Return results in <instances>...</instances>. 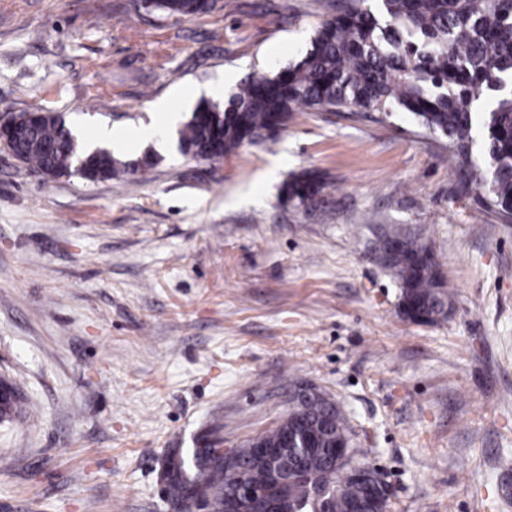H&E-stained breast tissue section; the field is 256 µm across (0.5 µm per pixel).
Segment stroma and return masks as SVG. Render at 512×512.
Wrapping results in <instances>:
<instances>
[{
	"label": "stroma",
	"instance_id": "1",
	"mask_svg": "<svg viewBox=\"0 0 512 512\" xmlns=\"http://www.w3.org/2000/svg\"><path fill=\"white\" fill-rule=\"evenodd\" d=\"M335 2L0 0V118L42 108L89 135L163 100L190 117L299 60ZM307 169L323 202L286 203ZM457 180L446 139L399 111L301 109L142 178L52 180L0 150V375L28 408L0 423V512H168V449L216 421L241 446L300 383L341 405L389 512H512V224ZM393 233L432 250L448 319L400 317ZM212 0H150L147 11H163L169 15H195L207 12Z\"/></svg>",
	"mask_w": 512,
	"mask_h": 512
}]
</instances>
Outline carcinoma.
<instances>
[{
    "instance_id": "cac0c4a2",
    "label": "carcinoma",
    "mask_w": 512,
    "mask_h": 512,
    "mask_svg": "<svg viewBox=\"0 0 512 512\" xmlns=\"http://www.w3.org/2000/svg\"><path fill=\"white\" fill-rule=\"evenodd\" d=\"M340 0L336 14L315 31L310 48L294 64L271 75L241 83L227 102L200 101L178 132L180 148L194 157L224 156L244 143L262 140L283 128L292 112L307 107L353 113L393 110L408 112L429 132L448 141L460 184L467 191L483 188L486 204L506 224H512V0ZM212 0H150L149 10L170 15L207 12ZM482 121L486 168L477 173L472 160L473 128ZM14 155L30 169L44 173L84 164L88 181L134 177L157 164L145 154L120 161L106 149L86 153L65 119L41 111L11 140ZM324 183L307 171L283 182L287 202H321ZM401 282L402 317L417 324H434L447 316V295L435 260L414 265L403 258L394 263ZM13 394L0 402V422L24 412V397L13 380ZM318 434L322 451L289 448L275 461L288 479L282 491L295 512H351L365 499L369 479L349 468L336 469L332 453L340 441H350L347 422L327 394L314 389L292 402L288 415L272 430L244 444L279 447L288 427ZM165 491L181 512H191L190 491L205 488L216 512L224 497L238 495L236 482L224 480V456L215 442L205 441L189 454L170 449L164 458ZM247 481L267 485L272 469L254 456L242 457ZM300 471L318 476L337 488L327 501L314 488L293 477Z\"/></svg>"
}]
</instances>
